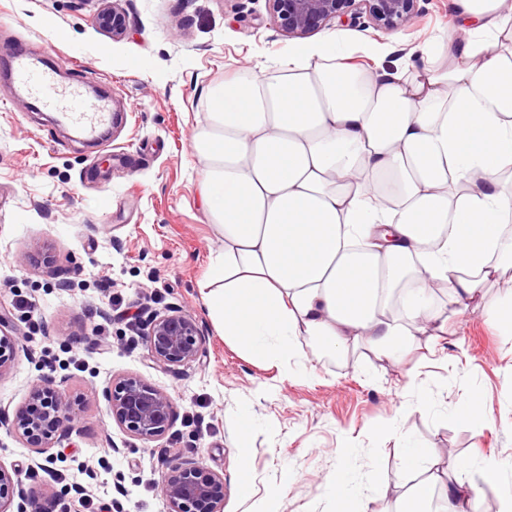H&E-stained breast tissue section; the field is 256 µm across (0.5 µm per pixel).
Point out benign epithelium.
Returning a JSON list of instances; mask_svg holds the SVG:
<instances>
[{
  "label": "benign epithelium",
  "mask_w": 512,
  "mask_h": 512,
  "mask_svg": "<svg viewBox=\"0 0 512 512\" xmlns=\"http://www.w3.org/2000/svg\"><path fill=\"white\" fill-rule=\"evenodd\" d=\"M270 23L288 37H302L326 28H373L385 35L410 30L419 14V0H267ZM100 27L121 38L128 33L126 15L117 10L99 14ZM148 355L167 370L198 360L204 349L199 321L189 313L171 308L152 315L145 323ZM15 326L0 330V372L13 361ZM110 417L128 435L139 440L163 437L170 425V396L136 378L121 377L103 390ZM77 415L53 385L31 388L27 404L16 411L12 430L31 448L49 447L56 432L71 430ZM166 512H223L224 479L207 471L194 458H186L157 483ZM17 512H26L29 494L14 471L0 466V512H10L14 497Z\"/></svg>",
  "instance_id": "obj_1"
}]
</instances>
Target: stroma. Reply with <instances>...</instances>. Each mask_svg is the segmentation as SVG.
<instances>
[{
	"label": "stroma",
	"instance_id": "obj_1",
	"mask_svg": "<svg viewBox=\"0 0 512 512\" xmlns=\"http://www.w3.org/2000/svg\"><path fill=\"white\" fill-rule=\"evenodd\" d=\"M112 6L129 20L119 39L97 20ZM419 6L404 34L339 30L345 61L416 63L451 25L454 0ZM327 36H283L266 0H0V49L19 45L65 64V82L80 65L126 110L108 145L89 143L41 108L11 106L16 92L0 82V316L19 330L0 373V464L17 470L26 490L83 485L120 512H165L156 483L192 457L223 476L224 512H249L237 492L243 481L259 498L283 488L282 512H336L328 485L339 476L354 480L372 512H395L399 492L383 484L414 480L395 453L405 442L438 449V469L452 476L469 462H512V337L489 322L508 276L463 305L436 290L444 329L416 336L398 364L361 348L337 359L306 339L298 363L255 360L224 340L203 300L199 283L221 247L201 209L192 154L205 93L229 77L271 74ZM113 151L125 153V166L110 167ZM169 307L196 317L206 339L199 360L172 371L148 357L145 334L125 321ZM119 376L168 393L163 438L141 441L112 422L103 390ZM47 382L79 419L38 453L7 417ZM471 394L486 416L479 430L455 413ZM193 412L202 429L187 426Z\"/></svg>",
	"mask_w": 512,
	"mask_h": 512
}]
</instances>
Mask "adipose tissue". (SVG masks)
Wrapping results in <instances>:
<instances>
[{
	"label": "adipose tissue",
	"instance_id": "obj_1",
	"mask_svg": "<svg viewBox=\"0 0 512 512\" xmlns=\"http://www.w3.org/2000/svg\"><path fill=\"white\" fill-rule=\"evenodd\" d=\"M457 2L412 69L335 65L332 35L208 88L192 150L224 247L204 286L252 358L291 360L307 336L397 359L439 327L434 289L459 305L512 264V7Z\"/></svg>",
	"mask_w": 512,
	"mask_h": 512
}]
</instances>
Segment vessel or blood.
I'll list each match as a JSON object with an SVG mask.
<instances>
[{"label": "vessel or blood", "instance_id": "1", "mask_svg": "<svg viewBox=\"0 0 512 512\" xmlns=\"http://www.w3.org/2000/svg\"><path fill=\"white\" fill-rule=\"evenodd\" d=\"M12 82L23 87L28 97L51 112L61 113L80 126L88 135H96L110 115L98 99L87 96L79 81L62 84L53 70L39 67L23 48L12 49L0 56Z\"/></svg>", "mask_w": 512, "mask_h": 512}]
</instances>
